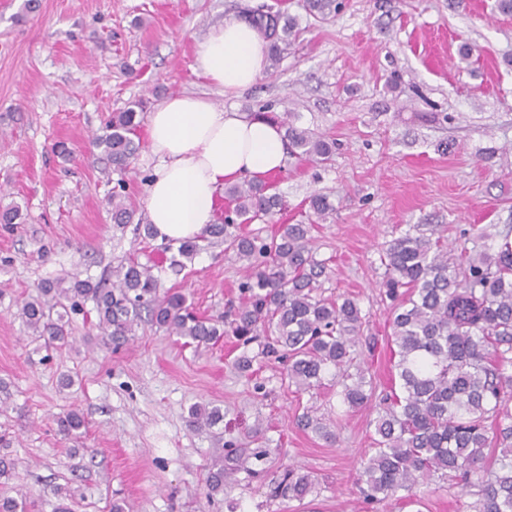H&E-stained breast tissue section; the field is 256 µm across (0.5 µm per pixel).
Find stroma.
<instances>
[{
    "mask_svg": "<svg viewBox=\"0 0 512 512\" xmlns=\"http://www.w3.org/2000/svg\"><path fill=\"white\" fill-rule=\"evenodd\" d=\"M273 2L39 0L26 13L24 0H0V207L19 204L24 216L0 224V455L17 463L0 494L25 493L39 512H55L56 486L73 490L72 512H108L112 501L124 512H463L473 503L434 477L419 488L421 505L400 495L364 504L354 467L371 452L375 407L347 408L327 384L296 392L272 358L239 370L238 356L256 345L227 335L195 347L144 323L117 349L88 301L69 316L70 345L46 350L19 316L41 283L73 274L105 283L131 257L154 266L162 288L182 290L200 316L238 306L244 272L223 239L204 236L202 251L176 270V243L144 237L156 164L146 123L175 94L242 112L266 107L292 113L336 150L328 165L287 156L268 178L285 210L242 231L265 237L282 224L310 225L330 268L323 296L353 297L367 315L357 351L375 396L398 385L382 250L414 224L447 226L449 242L469 248L481 229L512 226V15L495 0H345L321 19L288 0L300 34L274 73L228 96L194 72L197 40ZM137 99L146 103L140 150L126 173L106 172L91 138ZM59 142L69 158L55 153ZM121 181L129 224L112 221ZM315 194L329 197L332 216L310 212ZM196 405L220 408L224 423L190 428ZM307 407L336 442L297 426ZM73 409L85 426L66 436L56 421ZM232 448L255 455V475L208 492L210 471L229 465ZM289 466L315 481L303 501L275 492Z\"/></svg>",
    "mask_w": 512,
    "mask_h": 512,
    "instance_id": "stroma-1",
    "label": "stroma"
}]
</instances>
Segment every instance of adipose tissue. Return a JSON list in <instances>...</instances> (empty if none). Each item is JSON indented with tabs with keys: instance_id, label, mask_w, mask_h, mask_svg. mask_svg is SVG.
Here are the masks:
<instances>
[{
	"instance_id": "obj_1",
	"label": "adipose tissue",
	"mask_w": 512,
	"mask_h": 512,
	"mask_svg": "<svg viewBox=\"0 0 512 512\" xmlns=\"http://www.w3.org/2000/svg\"><path fill=\"white\" fill-rule=\"evenodd\" d=\"M268 42L244 19L213 28L194 49L196 71L234 96L263 73ZM151 152L158 164L147 211L159 239L178 242L213 223L226 183L278 173L285 165L282 130L265 118L174 95L151 112Z\"/></svg>"
}]
</instances>
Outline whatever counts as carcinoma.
I'll list each match as a JSON object with an SVG mask.
<instances>
[{
    "instance_id": "obj_1",
    "label": "carcinoma",
    "mask_w": 512,
    "mask_h": 512,
    "mask_svg": "<svg viewBox=\"0 0 512 512\" xmlns=\"http://www.w3.org/2000/svg\"><path fill=\"white\" fill-rule=\"evenodd\" d=\"M303 7L308 15L324 18L340 13L345 3L304 0ZM246 19L269 41L270 68H275L298 34L296 18L270 6L249 11ZM144 108L138 100L113 113L94 138L115 170L126 169L139 149L137 114ZM280 124L292 153L321 163L331 160L336 142L294 126L288 113ZM269 190L259 180L226 185L224 223L209 230L224 238L225 250L245 269L231 332L246 345L259 342L262 356L281 354L288 362V385L297 391L320 387L329 376L341 386L343 403L360 407L372 396L356 353L366 315L352 298L333 300L319 293L327 266L316 258L310 225L282 224L268 239L241 232V225L281 210L282 198ZM111 205L113 223L132 222L126 194L112 193ZM309 209L321 219L336 211L321 194L310 198ZM446 232L444 226L429 236L408 229L380 256L400 386L380 401L375 448L361 459L356 482L366 501L392 498L402 490L418 503L416 488L438 474L476 497L475 512H512V247L482 232L481 248L456 254L448 248ZM199 250L195 239L181 242L180 259L172 264L184 267L182 259H192ZM112 277L110 288L76 277L46 281L37 296L22 302L21 315L46 348L68 343V311L87 299L95 303L97 327L116 348L129 341L144 315L188 344H214L224 335V324L198 316L183 294L160 292L151 266L130 260ZM223 420L218 408L194 407L188 416L193 428ZM84 424L74 411L57 419L67 436ZM297 425L335 439L309 410ZM241 471L254 473L240 455L234 466L210 472L208 489L220 490L224 480ZM314 488L309 474L292 468L279 484L282 493L299 501ZM33 507L23 498L0 495V512Z\"/></svg>"
}]
</instances>
